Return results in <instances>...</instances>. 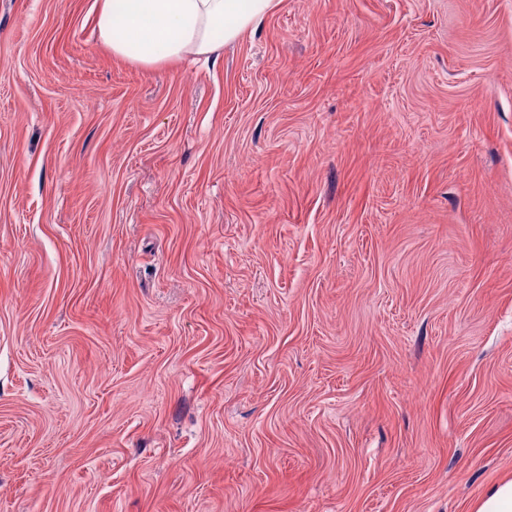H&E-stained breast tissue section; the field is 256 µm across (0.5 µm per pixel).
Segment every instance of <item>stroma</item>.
I'll return each instance as SVG.
<instances>
[{
	"mask_svg": "<svg viewBox=\"0 0 512 512\" xmlns=\"http://www.w3.org/2000/svg\"><path fill=\"white\" fill-rule=\"evenodd\" d=\"M0 0V512H470L512 474V0H278L217 59Z\"/></svg>",
	"mask_w": 512,
	"mask_h": 512,
	"instance_id": "1",
	"label": "stroma"
}]
</instances>
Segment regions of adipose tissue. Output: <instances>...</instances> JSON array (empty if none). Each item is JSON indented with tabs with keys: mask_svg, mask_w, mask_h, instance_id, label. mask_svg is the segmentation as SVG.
<instances>
[{
	"mask_svg": "<svg viewBox=\"0 0 512 512\" xmlns=\"http://www.w3.org/2000/svg\"><path fill=\"white\" fill-rule=\"evenodd\" d=\"M274 0H96L98 36L113 55L153 68L209 58L254 33Z\"/></svg>",
	"mask_w": 512,
	"mask_h": 512,
	"instance_id": "1",
	"label": "adipose tissue"
}]
</instances>
